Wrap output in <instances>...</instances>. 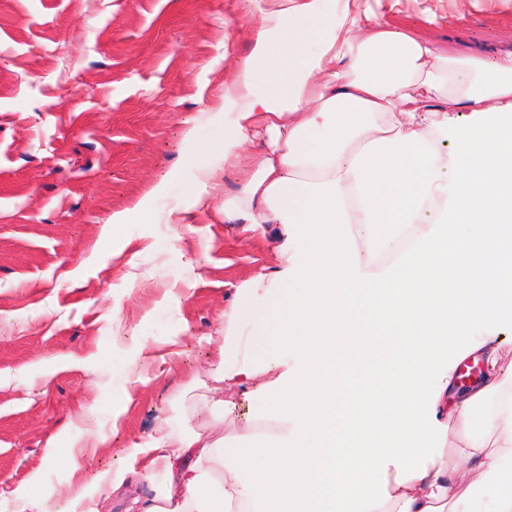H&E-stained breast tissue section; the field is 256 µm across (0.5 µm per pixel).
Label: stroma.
Instances as JSON below:
<instances>
[{
    "label": "stroma",
    "instance_id": "1",
    "mask_svg": "<svg viewBox=\"0 0 512 512\" xmlns=\"http://www.w3.org/2000/svg\"><path fill=\"white\" fill-rule=\"evenodd\" d=\"M398 9L441 55L512 46V0ZM246 23L244 0H0V512L58 507L72 485L93 512L95 474L157 432L231 440L265 419L217 369L225 310L280 267L287 232L225 223L232 175L191 224L167 220L204 193L196 164L224 142V41L246 54ZM163 190L164 187L162 185H157L147 197H145L135 206L134 209L113 213L110 223L102 225L100 239L106 240L111 237L113 224L131 223L136 213L141 210L148 209L152 205L155 197L160 195L163 192Z\"/></svg>",
    "mask_w": 512,
    "mask_h": 512
}]
</instances>
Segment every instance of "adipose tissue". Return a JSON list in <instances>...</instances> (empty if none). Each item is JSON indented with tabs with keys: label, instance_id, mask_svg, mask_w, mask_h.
Returning a JSON list of instances; mask_svg holds the SVG:
<instances>
[{
	"label": "adipose tissue",
	"instance_id": "adipose-tissue-1",
	"mask_svg": "<svg viewBox=\"0 0 512 512\" xmlns=\"http://www.w3.org/2000/svg\"><path fill=\"white\" fill-rule=\"evenodd\" d=\"M249 42L224 50L229 134L197 172L238 174L225 223L288 232L269 308L224 315L290 345L268 383L276 360L223 357L278 430L131 448L166 477L133 512H512V357L495 345L512 329V52L438 55L370 0H263ZM377 321L402 344L354 351ZM476 354L484 376L457 390ZM462 436L457 433H449L448 440L446 442V448H448V457L445 459L448 464V468L456 470V473L460 476L464 485H467L475 478V473L469 469L467 465H463L462 461L458 456L455 455L453 448L461 446Z\"/></svg>",
	"mask_w": 512,
	"mask_h": 512
}]
</instances>
